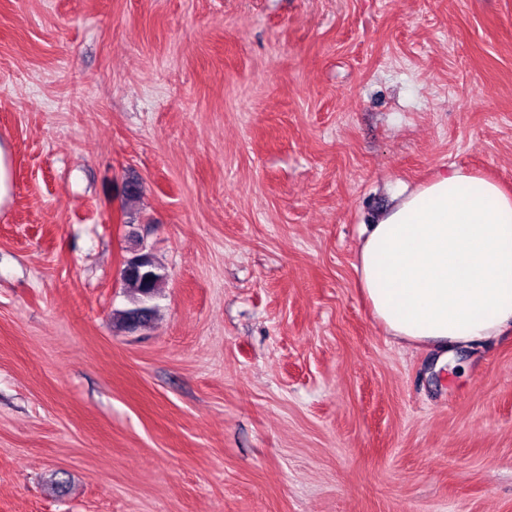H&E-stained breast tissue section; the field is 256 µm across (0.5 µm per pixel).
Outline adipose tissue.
Instances as JSON below:
<instances>
[{"label": "adipose tissue", "instance_id": "obj_1", "mask_svg": "<svg viewBox=\"0 0 512 512\" xmlns=\"http://www.w3.org/2000/svg\"><path fill=\"white\" fill-rule=\"evenodd\" d=\"M391 336L447 361L512 329V194L460 168L404 194L363 240L356 266Z\"/></svg>", "mask_w": 512, "mask_h": 512}]
</instances>
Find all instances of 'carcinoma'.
Returning <instances> with one entry per match:
<instances>
[{
	"label": "carcinoma",
	"instance_id": "cac0c4a2",
	"mask_svg": "<svg viewBox=\"0 0 512 512\" xmlns=\"http://www.w3.org/2000/svg\"><path fill=\"white\" fill-rule=\"evenodd\" d=\"M121 279L130 291L131 306L115 313L116 324L124 330H132L150 322L157 313L154 300L166 280L165 268L147 254L139 274L120 273Z\"/></svg>",
	"mask_w": 512,
	"mask_h": 512
}]
</instances>
